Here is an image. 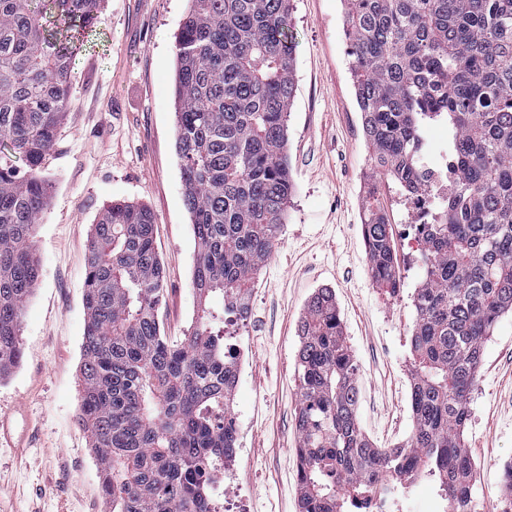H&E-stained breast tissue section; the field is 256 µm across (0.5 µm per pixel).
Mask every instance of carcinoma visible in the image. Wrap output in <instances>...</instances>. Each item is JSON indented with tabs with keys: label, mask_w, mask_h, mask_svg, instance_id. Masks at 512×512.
Instances as JSON below:
<instances>
[{
	"label": "carcinoma",
	"mask_w": 512,
	"mask_h": 512,
	"mask_svg": "<svg viewBox=\"0 0 512 512\" xmlns=\"http://www.w3.org/2000/svg\"><path fill=\"white\" fill-rule=\"evenodd\" d=\"M104 0H0V380L21 358V310L40 264L42 175L57 144L84 35ZM175 40L176 150L197 246L195 324L161 333L156 218L113 202L92 225L83 291L79 412L112 512H211L236 447V370L224 319L244 317L279 241L293 182L291 0H189ZM355 99L373 168L417 193L424 127L448 121L454 193L415 224L422 279L411 336L413 432L379 448L357 417L356 367L336 294L315 292L298 327L299 512H360L426 476L474 512L463 438L485 338L512 310V0H341ZM25 163L21 171L15 159ZM374 282L400 292L388 213L365 208ZM224 306L209 305L211 295Z\"/></svg>",
	"instance_id": "1"
}]
</instances>
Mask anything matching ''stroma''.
Listing matches in <instances>:
<instances>
[{
	"mask_svg": "<svg viewBox=\"0 0 512 512\" xmlns=\"http://www.w3.org/2000/svg\"><path fill=\"white\" fill-rule=\"evenodd\" d=\"M188 0H105L72 75L59 141L43 174L53 191L34 249L37 286L21 316L22 357L0 382V410L27 416L25 452L0 447V512H110L78 418L85 330L84 255L98 213L113 201L146 204L166 271L162 332L182 341L197 310V249L175 149L174 36ZM296 92L288 118L294 184L280 240L257 276L250 312L236 326L242 375L232 418L248 512H298L295 413L297 329L312 294L336 293L356 364L358 418L379 447L413 431L409 370L416 321L415 255L397 197L372 170L355 100L341 0H291ZM393 228L403 286L389 297L371 278L362 235L369 185ZM464 443L476 512H504L512 465V314L500 317L469 394Z\"/></svg>",
	"mask_w": 512,
	"mask_h": 512,
	"instance_id": "stroma-1",
	"label": "stroma"
}]
</instances>
